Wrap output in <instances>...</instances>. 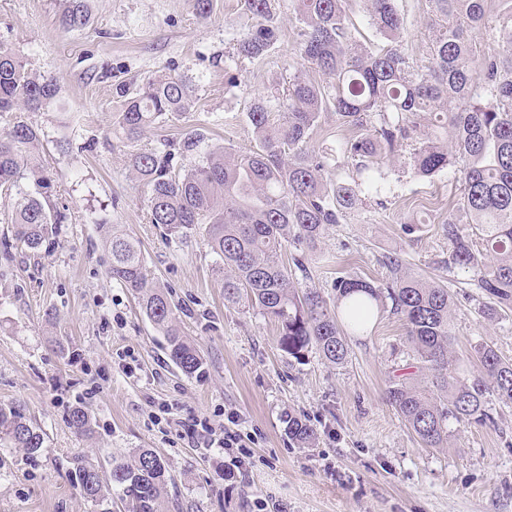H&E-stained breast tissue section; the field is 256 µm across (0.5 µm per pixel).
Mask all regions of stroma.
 I'll return each mask as SVG.
<instances>
[{"label": "stroma", "instance_id": "35a3bbf8", "mask_svg": "<svg viewBox=\"0 0 512 512\" xmlns=\"http://www.w3.org/2000/svg\"><path fill=\"white\" fill-rule=\"evenodd\" d=\"M82 28L60 25L62 0H0V45L58 85L54 106L26 113L40 131V157L51 200L67 216L36 251L16 241L14 199L0 194V402L20 405L47 436L29 455L0 444V512H100L73 486L75 457L105 466L139 448L164 457L173 478L160 512H512V404L494 403L493 425L452 424L449 444L424 447L389 403L395 380L415 371L417 356L401 318L382 309L367 333L352 337L347 361L316 351L294 359L281 351L276 324L247 301L224 302L216 258L199 235L174 238L151 223L133 179L131 154L200 133L184 167L216 145H254L253 100L284 88L298 59L296 20L275 0L279 40L263 58L242 60L236 38L251 23L240 0H213L207 18L191 0H87ZM405 46L424 61L427 0H399ZM166 73L189 81L195 104L180 118L157 121L135 141L116 134L122 99ZM335 113H323L308 147L328 155L338 177L352 171L343 144L356 136ZM379 196L363 215L329 225L316 249L293 268L300 287L331 294L336 277L382 285L388 255L407 270L448 285L453 356L470 374L476 345L512 358V311L496 318L468 272L448 268L449 208L459 173L415 176L408 153L387 160ZM420 224L408 235V221ZM137 237L151 276L168 290L182 329L200 352L198 374L169 359L162 334L137 298L108 275L101 225ZM94 414L81 437L70 406ZM317 430L301 448L288 436L289 416ZM201 418L216 432L233 427L231 447L203 448L176 430V419Z\"/></svg>", "mask_w": 512, "mask_h": 512}]
</instances>
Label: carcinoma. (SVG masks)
I'll use <instances>...</instances> for the list:
<instances>
[{"label": "carcinoma", "instance_id": "1", "mask_svg": "<svg viewBox=\"0 0 512 512\" xmlns=\"http://www.w3.org/2000/svg\"><path fill=\"white\" fill-rule=\"evenodd\" d=\"M490 0H428L431 37L427 61L415 62L404 46V19L398 0H366L370 25L384 40L372 49L356 36L349 0H289L297 21L300 62L288 76L282 97L260 96L248 111L256 148L237 152L213 148L200 164L172 173L175 154L154 149L131 156L130 166L147 196L150 221L183 238L200 235L216 257L224 281V300L246 298L279 327L277 344L300 359L310 348L335 365L349 355L347 338L365 331L390 300L407 328V340L424 377L389 387L387 397L407 427L428 448H445L450 423H494L492 400L512 404V359L479 344V373L462 378L453 364L450 312L445 284L408 271L397 257L386 259L390 279L382 286L359 276H339L335 296L295 285L280 259L283 244L312 250L326 227L363 208L362 194H378L383 174L374 158L393 157L409 142L414 173L431 177L455 167L463 193L459 208L476 225L489 264L478 260L468 234L448 214L446 264L472 272L473 286L493 304L485 314L512 310V11L498 23L489 17ZM256 24L237 39V53L259 59L277 43L269 24L272 0H241ZM60 23L77 29L87 23L86 0H64ZM486 36L479 51L474 36ZM310 67L327 77L309 79ZM57 84L0 46V191L18 182L12 224L14 236L36 250L66 216L51 213L52 184L40 162L38 128L18 113L52 106ZM123 97L117 126L134 138L161 119L181 116L194 105L193 87L167 74L147 78ZM360 130L345 143L355 175L334 178L329 158L307 148L309 132L324 112ZM104 243L112 256L109 275L131 290L149 321L166 337L170 360L187 376L203 360L178 325L168 292L149 277L139 240L105 224ZM79 434L92 430L81 407L69 413ZM288 434L299 445L316 440L313 427L288 416ZM0 441L30 455L47 448L45 435L20 408L0 403ZM106 476L99 466L74 460V485L98 506L106 484L119 492L127 512H159L168 481L167 461L150 448L133 459H114Z\"/></svg>", "mask_w": 512, "mask_h": 512}]
</instances>
